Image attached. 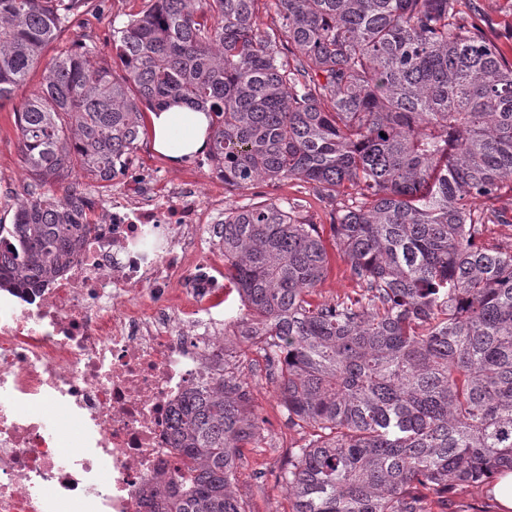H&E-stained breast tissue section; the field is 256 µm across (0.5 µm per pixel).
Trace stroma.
Listing matches in <instances>:
<instances>
[{"label":"stroma","mask_w":512,"mask_h":512,"mask_svg":"<svg viewBox=\"0 0 512 512\" xmlns=\"http://www.w3.org/2000/svg\"><path fill=\"white\" fill-rule=\"evenodd\" d=\"M148 0H86L59 37L50 43L40 62L25 83L18 86L11 99L0 103V222L13 220L17 203L24 197V187L30 178L23 168L19 148L16 112L26 98L39 86L44 72L60 54L78 45L94 47L112 68H119L117 51L112 45V31L128 19L142 14ZM458 7L465 13L477 14L485 35L499 51L512 61V0H460ZM138 173L151 174L161 182L188 179L199 184L205 204L224 207L245 206L267 199H282L296 203V211L306 223L318 225L324 240H331V208L322 202L309 184L287 180L277 186L260 185L244 191H223L207 181V171L197 160L175 167L155 152L151 136H143L133 160ZM329 266L325 279L317 288V300L330 302L351 294L356 283L349 273L346 257L336 248H329ZM255 412L266 421L272 444L244 451L234 490L239 497L250 500L256 512H292L283 493L259 495L257 476L273 480L278 470L288 462V450L301 444L303 432L289 427L281 413L274 388L263 381L251 385ZM432 512H499L486 487L462 485L451 490L446 498H432Z\"/></svg>","instance_id":"35a3bbf8"}]
</instances>
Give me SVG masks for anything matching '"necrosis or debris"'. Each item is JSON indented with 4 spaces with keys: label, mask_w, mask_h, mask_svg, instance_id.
Returning <instances> with one entry per match:
<instances>
[{
    "label": "necrosis or debris",
    "mask_w": 512,
    "mask_h": 512,
    "mask_svg": "<svg viewBox=\"0 0 512 512\" xmlns=\"http://www.w3.org/2000/svg\"><path fill=\"white\" fill-rule=\"evenodd\" d=\"M112 186L60 274L0 297V512H153L173 412L222 370L223 213L188 181Z\"/></svg>",
    "instance_id": "4bbe7bcc"
}]
</instances>
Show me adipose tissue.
Masks as SVG:
<instances>
[{
	"label": "adipose tissue",
	"instance_id": "ef3b65f1",
	"mask_svg": "<svg viewBox=\"0 0 512 512\" xmlns=\"http://www.w3.org/2000/svg\"><path fill=\"white\" fill-rule=\"evenodd\" d=\"M155 151L166 156L173 166L205 153L209 148V119L206 113L172 105L150 115Z\"/></svg>",
	"mask_w": 512,
	"mask_h": 512
}]
</instances>
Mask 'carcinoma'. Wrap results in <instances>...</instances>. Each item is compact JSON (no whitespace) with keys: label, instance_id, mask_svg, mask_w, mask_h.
<instances>
[{"label":"carcinoma","instance_id":"obj_1","mask_svg":"<svg viewBox=\"0 0 512 512\" xmlns=\"http://www.w3.org/2000/svg\"><path fill=\"white\" fill-rule=\"evenodd\" d=\"M78 2L0 0V102ZM261 2L154 0L112 29L120 75L86 46L55 58L17 112L30 190L0 223L17 246L0 289L58 275L87 234L60 178L110 181L145 108L206 113L224 186L298 179L334 206L357 288L312 300L329 255L293 209L224 212L242 347L178 404L159 512H254L232 486L265 440L261 359L306 434L273 485L292 512H431L429 495L512 471V242L486 247L467 206L512 191V62L458 0H272L265 30Z\"/></svg>","mask_w":512,"mask_h":512}]
</instances>
